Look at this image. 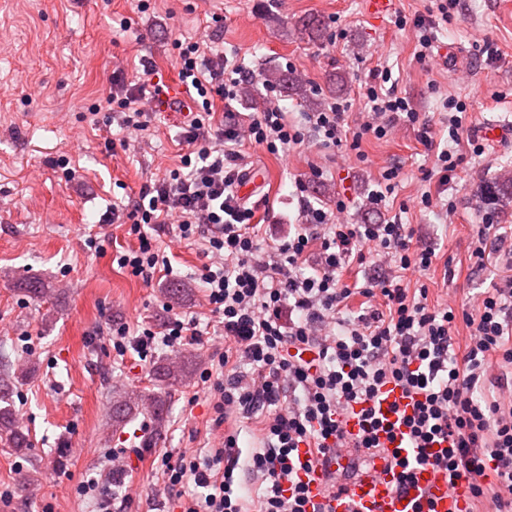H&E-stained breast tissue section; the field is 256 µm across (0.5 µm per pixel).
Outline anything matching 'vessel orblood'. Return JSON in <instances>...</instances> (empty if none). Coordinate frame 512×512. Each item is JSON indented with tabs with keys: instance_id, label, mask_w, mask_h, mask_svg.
I'll use <instances>...</instances> for the list:
<instances>
[{
	"instance_id": "b4317fda",
	"label": "vessel or blood",
	"mask_w": 512,
	"mask_h": 512,
	"mask_svg": "<svg viewBox=\"0 0 512 512\" xmlns=\"http://www.w3.org/2000/svg\"><path fill=\"white\" fill-rule=\"evenodd\" d=\"M187 95L175 79H168L165 94L154 102L164 112L182 111ZM414 401L395 385L381 388L374 408L386 424H395L399 414L411 412ZM381 449L369 466L351 479L339 496L327 495L324 469L313 466L301 471L314 501L325 503L328 512H468L472 490L466 481L449 483L444 472L426 465L416 468L412 484L399 483V468L394 457L414 455L401 434L380 433Z\"/></svg>"
}]
</instances>
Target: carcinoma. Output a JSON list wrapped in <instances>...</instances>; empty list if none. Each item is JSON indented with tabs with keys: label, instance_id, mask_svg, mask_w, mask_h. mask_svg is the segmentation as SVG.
I'll return each mask as SVG.
<instances>
[{
	"label": "carcinoma",
	"instance_id": "obj_1",
	"mask_svg": "<svg viewBox=\"0 0 512 512\" xmlns=\"http://www.w3.org/2000/svg\"><path fill=\"white\" fill-rule=\"evenodd\" d=\"M321 31L322 24L316 18L302 21L299 28V33L312 42L320 38ZM267 78L284 85L295 96L307 99L306 89L297 78L276 71L268 73ZM483 195L485 204L490 208L512 199V180L485 186ZM152 376L157 389L133 391L112 397V424H127L140 413L141 406L147 405L151 408L154 438L158 439L163 433L168 415L167 397L173 388L186 383L188 366L159 363L152 371ZM24 379L25 375L22 373H10L6 364L0 371V444L15 455H22L30 448L29 435L19 425L12 401L15 384Z\"/></svg>",
	"mask_w": 512,
	"mask_h": 512
}]
</instances>
